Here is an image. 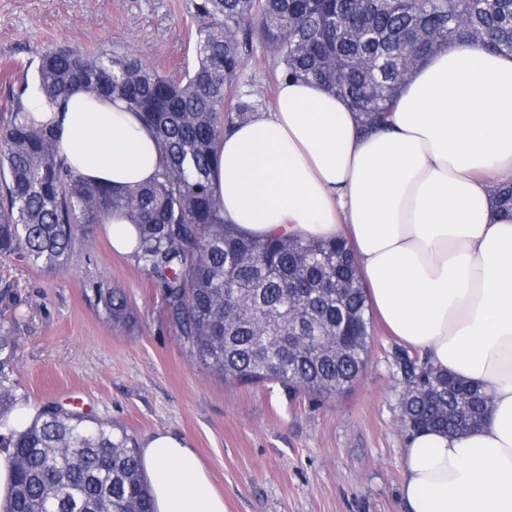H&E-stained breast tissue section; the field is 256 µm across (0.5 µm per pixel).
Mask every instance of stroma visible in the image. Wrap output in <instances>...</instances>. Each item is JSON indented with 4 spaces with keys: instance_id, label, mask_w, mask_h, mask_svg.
<instances>
[{
    "instance_id": "1",
    "label": "stroma",
    "mask_w": 512,
    "mask_h": 512,
    "mask_svg": "<svg viewBox=\"0 0 512 512\" xmlns=\"http://www.w3.org/2000/svg\"><path fill=\"white\" fill-rule=\"evenodd\" d=\"M196 0H0V122L5 72L48 48H130L166 71L192 67ZM124 292L129 318L110 320L96 288ZM0 323L21 345L20 403L81 401L84 411L144 438L191 440L226 512H405L401 499L407 347L374 323V344L345 393L319 398L275 381L228 384L206 373L131 256L113 254L101 224H84L63 268L0 256Z\"/></svg>"
}]
</instances>
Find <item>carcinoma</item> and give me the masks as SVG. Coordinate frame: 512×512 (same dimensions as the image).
I'll use <instances>...</instances> for the list:
<instances>
[{
  "label": "carcinoma",
  "mask_w": 512,
  "mask_h": 512,
  "mask_svg": "<svg viewBox=\"0 0 512 512\" xmlns=\"http://www.w3.org/2000/svg\"><path fill=\"white\" fill-rule=\"evenodd\" d=\"M196 63L162 74L130 49L52 48L33 78L10 90L0 124V254L57 270L75 227L124 214L138 227L137 261L160 284L167 311L202 367L226 382L276 380L325 398L345 391L373 342L353 256L338 240L258 238L224 222L213 187L224 130L266 104L240 89L254 45L274 80L314 81L346 98L365 130L388 122L409 62L454 41L512 54V0H198ZM59 108L75 91L119 98L151 127L166 155L155 179L114 192L64 165L53 127L28 118L31 85ZM231 110L224 109L227 100ZM115 321L124 294L98 286ZM18 340L0 326V426L20 407ZM406 430L479 425L491 398L420 357L399 366ZM15 472L9 512H154L138 445L119 423L42 405L21 431L0 432Z\"/></svg>",
  "instance_id": "cac0c4a2"
}]
</instances>
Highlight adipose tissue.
<instances>
[{
	"label": "adipose tissue",
	"instance_id": "obj_1",
	"mask_svg": "<svg viewBox=\"0 0 512 512\" xmlns=\"http://www.w3.org/2000/svg\"><path fill=\"white\" fill-rule=\"evenodd\" d=\"M25 106L59 121L64 162L88 180L119 191L163 162L153 130L121 103L77 95L59 116L36 93ZM213 183L225 223L243 233L345 238L392 334L489 395L476 430L410 434L406 512H512V217L492 202L512 183V55L448 44L368 134L346 99L281 82L272 108L227 128ZM139 457L155 512H225L187 438L155 432Z\"/></svg>",
	"mask_w": 512,
	"mask_h": 512
}]
</instances>
